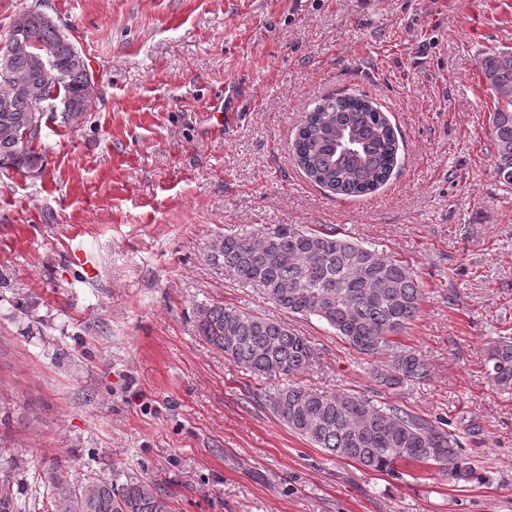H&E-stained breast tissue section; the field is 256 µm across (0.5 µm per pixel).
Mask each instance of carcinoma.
<instances>
[{
  "instance_id": "cac0c4a2",
  "label": "carcinoma",
  "mask_w": 512,
  "mask_h": 512,
  "mask_svg": "<svg viewBox=\"0 0 512 512\" xmlns=\"http://www.w3.org/2000/svg\"><path fill=\"white\" fill-rule=\"evenodd\" d=\"M34 15L28 44L0 51V170L30 173L43 168V126L59 119L77 125L93 109L87 96L93 76L85 58L53 21ZM49 54L62 74L43 82L39 58ZM481 74L495 97L491 136L495 174L512 186V48L486 55ZM37 87L44 99L66 105L43 112L18 84ZM297 165L320 187L361 196L384 184L398 164L395 131L384 112L362 94L326 97L305 113L291 142ZM209 260L224 277L251 285L288 314L315 318L357 353L384 360L375 379L387 388L420 382L430 366L417 349L396 341L416 318L422 300L418 276L403 260L384 256L339 236L275 224L256 234L217 235ZM196 335L228 361L255 374L290 376L311 365V341L283 323L222 302L196 307ZM487 379L512 393V337L500 336L484 350ZM295 434L327 454L367 469L394 473L399 462L433 466L455 483H481L486 476L458 437L401 405L378 406L353 392L324 393L298 383L253 394ZM47 512H169L156 485L130 477L117 485L92 475L74 477L57 468L44 474ZM0 484V512H24Z\"/></svg>"
}]
</instances>
